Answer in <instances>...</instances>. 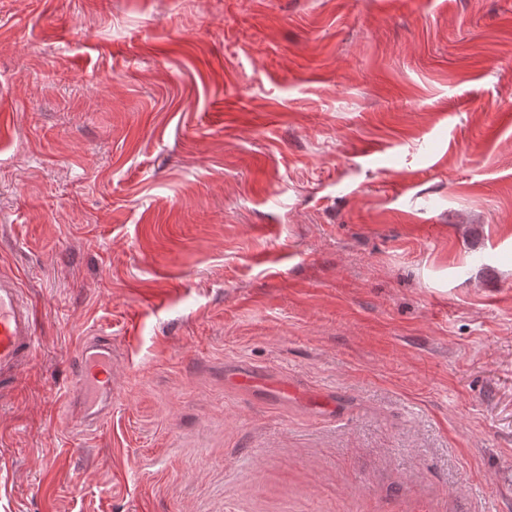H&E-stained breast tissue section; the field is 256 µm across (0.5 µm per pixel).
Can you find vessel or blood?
<instances>
[{
  "mask_svg": "<svg viewBox=\"0 0 512 512\" xmlns=\"http://www.w3.org/2000/svg\"><path fill=\"white\" fill-rule=\"evenodd\" d=\"M33 314L19 283L10 276H0V386L14 381L36 348ZM230 380L252 391L282 396L293 394V387L284 381H272L246 365L228 368ZM73 389L81 393L89 406H96L101 396L111 394L109 361L102 358L90 362L76 380Z\"/></svg>",
  "mask_w": 512,
  "mask_h": 512,
  "instance_id": "b4317fda",
  "label": "vessel or blood"
}]
</instances>
